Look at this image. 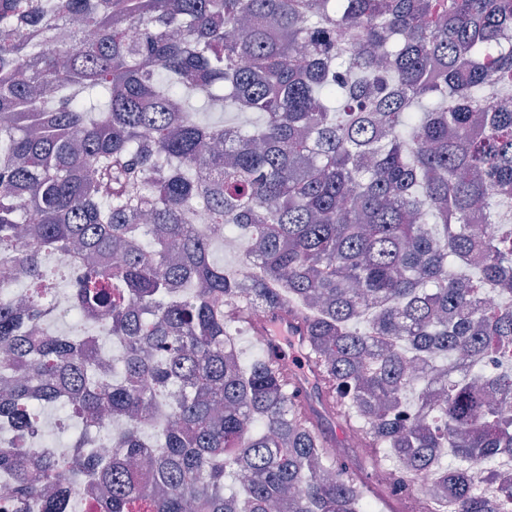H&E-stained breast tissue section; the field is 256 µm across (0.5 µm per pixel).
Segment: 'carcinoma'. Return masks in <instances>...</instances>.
I'll return each mask as SVG.
<instances>
[{
	"label": "carcinoma",
	"mask_w": 512,
	"mask_h": 512,
	"mask_svg": "<svg viewBox=\"0 0 512 512\" xmlns=\"http://www.w3.org/2000/svg\"><path fill=\"white\" fill-rule=\"evenodd\" d=\"M0 265V512H512V0H0ZM256 307L320 408L236 347ZM210 257L215 265L224 267V271H235L242 262L237 244L231 241L213 243L210 248ZM278 324L277 336H269L265 333L264 336H256L257 342L262 345L267 355L273 360L286 363L289 366L296 368V370L307 373L311 368L308 361L303 358L300 353L295 350V345L300 341V329L301 324L295 320L280 319ZM283 336L290 337L292 340V347H288V344L283 339ZM296 363H301V368L296 367Z\"/></svg>",
	"instance_id": "carcinoma-1"
}]
</instances>
